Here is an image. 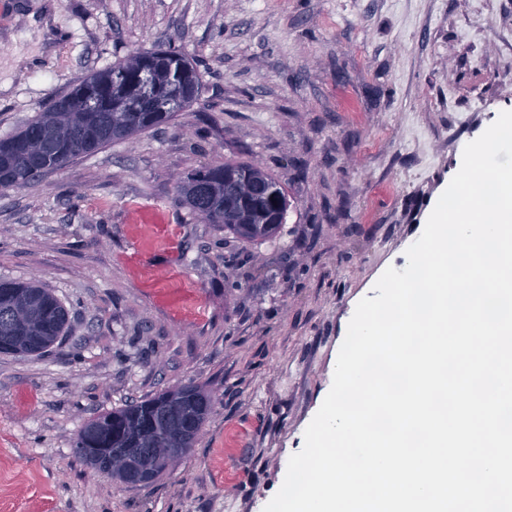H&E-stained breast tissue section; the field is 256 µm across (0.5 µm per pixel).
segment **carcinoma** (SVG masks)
I'll list each match as a JSON object with an SVG mask.
<instances>
[{
    "instance_id": "1",
    "label": "carcinoma",
    "mask_w": 512,
    "mask_h": 512,
    "mask_svg": "<svg viewBox=\"0 0 512 512\" xmlns=\"http://www.w3.org/2000/svg\"><path fill=\"white\" fill-rule=\"evenodd\" d=\"M133 56L89 75L15 134L0 139V186H26L115 142L170 121L199 96L201 78L175 48L151 52L142 73ZM121 111H113V107ZM252 185L242 191L243 181ZM181 191L192 212L244 243L276 240L285 223L288 194L254 164L227 161L189 174ZM67 330L63 303L37 282L0 281V354L37 355ZM212 413L210 396L185 385L163 390L84 423L75 451L93 470L128 484L159 478L199 439Z\"/></svg>"
}]
</instances>
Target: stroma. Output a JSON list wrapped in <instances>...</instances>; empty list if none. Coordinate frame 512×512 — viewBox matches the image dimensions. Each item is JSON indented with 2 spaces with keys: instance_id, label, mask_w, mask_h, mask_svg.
<instances>
[{
  "instance_id": "stroma-1",
  "label": "stroma",
  "mask_w": 512,
  "mask_h": 512,
  "mask_svg": "<svg viewBox=\"0 0 512 512\" xmlns=\"http://www.w3.org/2000/svg\"><path fill=\"white\" fill-rule=\"evenodd\" d=\"M510 34L512 0H0V138L135 51L175 45L202 82L167 123L0 189V280L68 311L54 347L0 356V512H263L357 303L512 111ZM224 160L281 181L280 239L184 203ZM188 382L213 413L153 483L76 454L88 419Z\"/></svg>"
}]
</instances>
